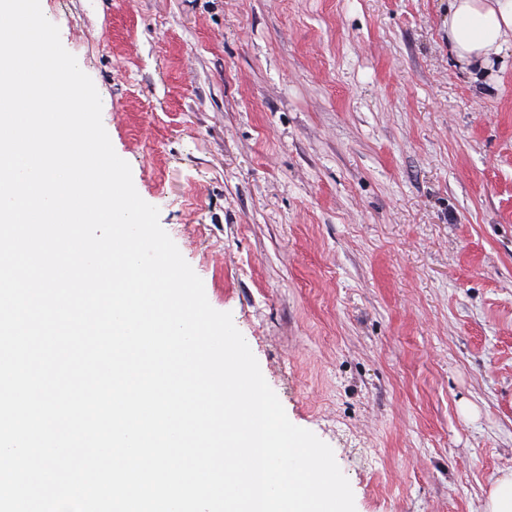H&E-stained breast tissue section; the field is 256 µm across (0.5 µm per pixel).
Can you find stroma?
<instances>
[{
  "label": "stroma",
  "instance_id": "obj_1",
  "mask_svg": "<svg viewBox=\"0 0 512 512\" xmlns=\"http://www.w3.org/2000/svg\"><path fill=\"white\" fill-rule=\"evenodd\" d=\"M112 146L355 512L512 472V49L448 0H40ZM448 44L458 62L482 72L512 47V0H448Z\"/></svg>",
  "mask_w": 512,
  "mask_h": 512
}]
</instances>
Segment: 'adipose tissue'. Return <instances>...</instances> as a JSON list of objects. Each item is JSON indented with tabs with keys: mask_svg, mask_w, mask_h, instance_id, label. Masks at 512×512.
I'll return each instance as SVG.
<instances>
[{
	"mask_svg": "<svg viewBox=\"0 0 512 512\" xmlns=\"http://www.w3.org/2000/svg\"><path fill=\"white\" fill-rule=\"evenodd\" d=\"M448 44L471 72L491 67L512 46V0H449Z\"/></svg>",
	"mask_w": 512,
	"mask_h": 512,
	"instance_id": "ef3b65f1",
	"label": "adipose tissue"
}]
</instances>
